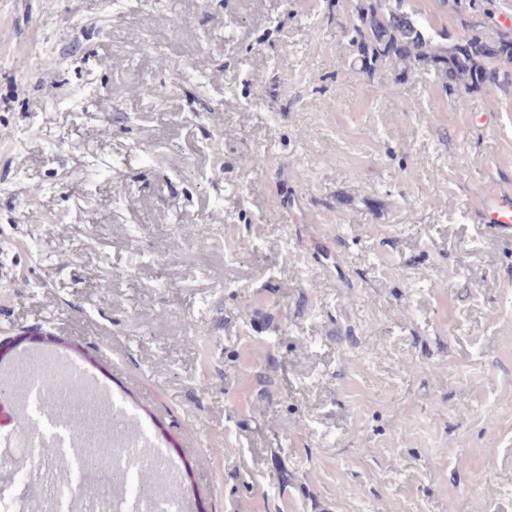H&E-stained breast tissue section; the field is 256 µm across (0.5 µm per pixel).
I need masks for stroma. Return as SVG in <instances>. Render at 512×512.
<instances>
[{"instance_id": "35a3bbf8", "label": "stroma", "mask_w": 512, "mask_h": 512, "mask_svg": "<svg viewBox=\"0 0 512 512\" xmlns=\"http://www.w3.org/2000/svg\"><path fill=\"white\" fill-rule=\"evenodd\" d=\"M354 2L0 0V343L92 368L200 512H512V96L379 94ZM483 206L487 224L484 228L495 232L499 236H512V197L501 195L496 192H489L483 199Z\"/></svg>"}]
</instances>
